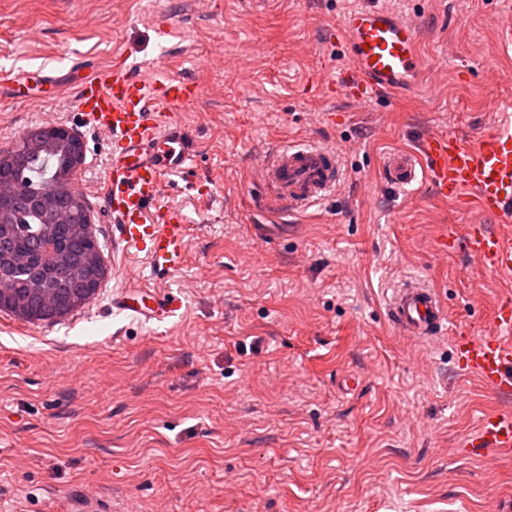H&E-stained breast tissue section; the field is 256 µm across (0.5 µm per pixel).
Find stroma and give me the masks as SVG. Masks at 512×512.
Instances as JSON below:
<instances>
[{"label": "stroma", "mask_w": 512, "mask_h": 512, "mask_svg": "<svg viewBox=\"0 0 512 512\" xmlns=\"http://www.w3.org/2000/svg\"><path fill=\"white\" fill-rule=\"evenodd\" d=\"M353 2L0 0V65L61 74L93 55L199 88L179 115L198 157L169 189L191 222L188 263L156 281L184 306L161 323L112 306L144 263L121 253L98 194L107 137L36 81L0 104V145L51 124L79 133L107 265L59 322L0 312V512H512V453L465 451L512 400L447 337L413 340L385 315L419 283L480 334L503 282L442 244L445 227L465 232L462 210L383 179L388 153L451 118L480 132L512 100L497 48L512 0H387L416 17L424 67L363 104L316 86L347 62L329 31ZM294 140L335 150L340 184L300 214L261 210L253 162Z\"/></svg>", "instance_id": "obj_1"}]
</instances>
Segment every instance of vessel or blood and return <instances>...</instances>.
I'll list each match as a JSON object with an SVG mask.
<instances>
[{
  "label": "vessel or blood",
  "mask_w": 512,
  "mask_h": 512,
  "mask_svg": "<svg viewBox=\"0 0 512 512\" xmlns=\"http://www.w3.org/2000/svg\"><path fill=\"white\" fill-rule=\"evenodd\" d=\"M336 43L346 67L320 78L337 94L363 102L399 92L422 69L417 23L386 6H361L343 14ZM77 107L85 127L112 141L102 196L119 229L118 242L131 256L144 257L150 277L179 271L187 257L188 226L182 209L168 201L166 180L189 172L196 145L178 114L198 99L194 82L159 72L146 80L131 65L77 63ZM271 205L293 213L321 203L334 191L341 163L332 149L291 143L257 163ZM386 184L395 190L422 181L470 217L464 236L445 229L443 238L495 277L512 276V114L502 113L473 135L455 129L422 136L415 151H396L383 163ZM126 314L161 322L182 307L179 297L150 289L125 291L115 301ZM389 321L404 335L427 340L452 338L462 365L493 392L512 394V294H504L488 321L486 335L452 327L436 291L407 284L388 300ZM470 454L512 451V412L480 419Z\"/></svg>",
  "instance_id": "1"
}]
</instances>
